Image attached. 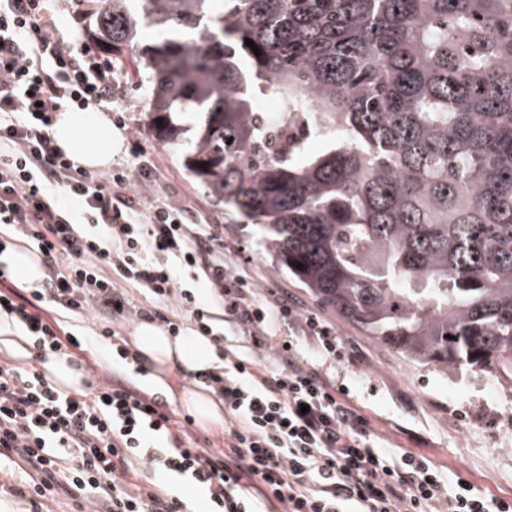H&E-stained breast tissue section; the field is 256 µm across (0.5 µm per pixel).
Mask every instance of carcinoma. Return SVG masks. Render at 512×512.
Instances as JSON below:
<instances>
[{
	"label": "carcinoma",
	"mask_w": 512,
	"mask_h": 512,
	"mask_svg": "<svg viewBox=\"0 0 512 512\" xmlns=\"http://www.w3.org/2000/svg\"><path fill=\"white\" fill-rule=\"evenodd\" d=\"M136 2L100 0L89 39L140 56L148 129L224 222L410 362L512 381V0ZM258 96L322 150L265 159Z\"/></svg>",
	"instance_id": "carcinoma-1"
}]
</instances>
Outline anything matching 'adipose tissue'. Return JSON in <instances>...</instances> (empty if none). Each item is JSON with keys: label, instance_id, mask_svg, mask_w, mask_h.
<instances>
[{"label": "adipose tissue", "instance_id": "1", "mask_svg": "<svg viewBox=\"0 0 512 512\" xmlns=\"http://www.w3.org/2000/svg\"><path fill=\"white\" fill-rule=\"evenodd\" d=\"M52 139L80 167L102 170L112 162L118 134L110 117L93 110L58 113ZM0 265L6 266L19 285L33 288L43 282L45 267L41 257L27 249L0 243ZM130 341L143 360L150 362L153 372L150 386L166 389L165 379L170 368L202 372L213 362V343L210 337L196 334H172L159 323L141 320L134 324Z\"/></svg>", "mask_w": 512, "mask_h": 512}]
</instances>
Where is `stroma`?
Here are the masks:
<instances>
[{
	"label": "stroma",
	"mask_w": 512,
	"mask_h": 512,
	"mask_svg": "<svg viewBox=\"0 0 512 512\" xmlns=\"http://www.w3.org/2000/svg\"><path fill=\"white\" fill-rule=\"evenodd\" d=\"M122 70L120 92L127 112L114 158L126 165L131 195L141 201H166L186 209L195 223L213 225L224 244L225 262L247 275L265 299L295 302L303 319L312 317L330 325L345 359L325 364L323 372L329 381L347 387L348 401L388 447L434 460L447 472L449 482L463 480L481 493L512 498V425L506 420L512 412V389L494 393L490 372L444 374L412 364L320 305L287 274L275 272L252 226L225 223L223 212L207 203L178 153L149 132V91L139 57L128 55ZM145 161L152 166L147 176L141 171ZM51 314L78 334L99 337L104 349L110 346L104 337L106 330L116 327L127 335L133 326L129 320L113 324L105 311L79 318L55 307ZM302 321L279 322L277 340L298 337L307 347H314ZM370 383L375 384L377 393L368 397L364 387Z\"/></svg>",
	"instance_id": "1"
}]
</instances>
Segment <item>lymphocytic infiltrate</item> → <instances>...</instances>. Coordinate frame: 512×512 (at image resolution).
Listing matches in <instances>:
<instances>
[{
  "instance_id": "lymphocytic-infiltrate-1",
  "label": "lymphocytic infiltrate",
  "mask_w": 512,
  "mask_h": 512,
  "mask_svg": "<svg viewBox=\"0 0 512 512\" xmlns=\"http://www.w3.org/2000/svg\"><path fill=\"white\" fill-rule=\"evenodd\" d=\"M105 107L123 121L109 58L68 45L53 0H0V224L47 267L44 290L0 289V311L38 354L91 355L46 313L50 301L88 317L98 310L131 319L127 286L160 307H176L202 336L218 335L214 309L255 349H274L270 370L255 357L218 346L194 381L224 404V445L206 448L147 392L114 382L111 372L75 393L35 369L0 364V461L18 455L39 474L14 493L40 505L62 488L81 512H187L159 481L162 473L202 488L208 512H512V499L449 484L435 462L383 446L366 421L322 374L343 359L335 331L310 319L318 360L299 364L300 345L273 343L288 301L268 305L252 284L213 258L211 225L189 224L185 210L127 192L124 167L95 173L75 165L51 138L65 107ZM204 280L200 298L193 280Z\"/></svg>"
}]
</instances>
